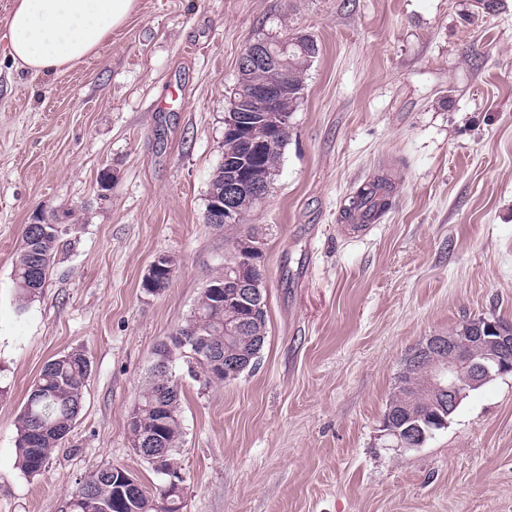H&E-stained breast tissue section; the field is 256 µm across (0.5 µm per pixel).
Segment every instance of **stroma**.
<instances>
[{
    "label": "stroma",
    "instance_id": "1",
    "mask_svg": "<svg viewBox=\"0 0 512 512\" xmlns=\"http://www.w3.org/2000/svg\"><path fill=\"white\" fill-rule=\"evenodd\" d=\"M0 0V512H61L94 471L164 476L127 416L155 348L223 272L235 232L205 223L244 48L304 34L318 52L270 192L268 339L224 383L182 355L177 462L186 512H512V375L472 391L417 449L381 423L402 360L465 318L512 323V0H138L99 55L36 75L7 59ZM110 172L108 186L99 175ZM371 225L343 221L374 175ZM75 213L41 294L18 310L13 262L41 212ZM175 270L147 292L157 256ZM84 351L82 409L41 473L16 457L43 366ZM393 183L383 175H376L350 198L345 210V220L350 223L370 224L391 205ZM357 221V222H356Z\"/></svg>",
    "mask_w": 512,
    "mask_h": 512
}]
</instances>
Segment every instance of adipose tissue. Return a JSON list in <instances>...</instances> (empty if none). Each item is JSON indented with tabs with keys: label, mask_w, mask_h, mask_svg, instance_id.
<instances>
[{
	"label": "adipose tissue",
	"mask_w": 512,
	"mask_h": 512,
	"mask_svg": "<svg viewBox=\"0 0 512 512\" xmlns=\"http://www.w3.org/2000/svg\"><path fill=\"white\" fill-rule=\"evenodd\" d=\"M138 0H13L7 21L12 65L55 74L98 54Z\"/></svg>",
	"instance_id": "adipose-tissue-1"
}]
</instances>
